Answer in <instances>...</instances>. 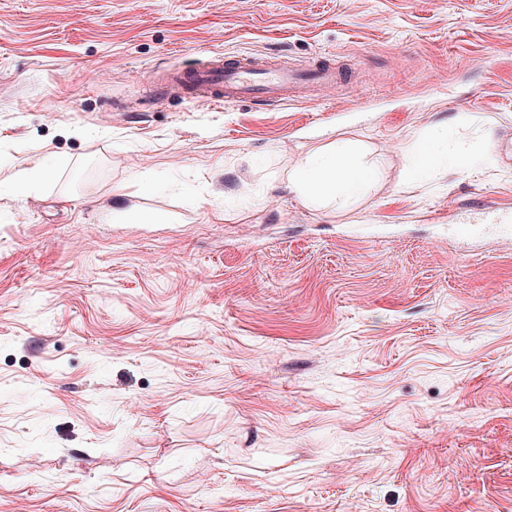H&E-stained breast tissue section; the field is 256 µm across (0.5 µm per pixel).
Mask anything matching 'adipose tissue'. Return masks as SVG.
I'll return each mask as SVG.
<instances>
[{
  "label": "adipose tissue",
  "mask_w": 512,
  "mask_h": 512,
  "mask_svg": "<svg viewBox=\"0 0 512 512\" xmlns=\"http://www.w3.org/2000/svg\"><path fill=\"white\" fill-rule=\"evenodd\" d=\"M289 179L306 202L346 207L376 183L377 171L364 161L356 141L339 139L322 152L304 158Z\"/></svg>",
  "instance_id": "obj_1"
}]
</instances>
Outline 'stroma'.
I'll return each mask as SVG.
<instances>
[{
    "label": "stroma",
    "instance_id": "1",
    "mask_svg": "<svg viewBox=\"0 0 512 512\" xmlns=\"http://www.w3.org/2000/svg\"><path fill=\"white\" fill-rule=\"evenodd\" d=\"M228 52L342 79L147 88ZM341 137L376 185L305 204ZM496 220L512 0H0V512H512V233L448 232ZM447 130L439 129L425 142L419 143L414 150V166L416 171L425 172L440 159L448 156L445 147Z\"/></svg>",
    "mask_w": 512,
    "mask_h": 512
}]
</instances>
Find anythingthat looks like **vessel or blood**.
<instances>
[{
	"mask_svg": "<svg viewBox=\"0 0 512 512\" xmlns=\"http://www.w3.org/2000/svg\"><path fill=\"white\" fill-rule=\"evenodd\" d=\"M336 69L321 58L304 69H292L261 57L218 53L189 72L168 73L166 92L178 93L214 107L243 99L283 104L305 89L335 83Z\"/></svg>",
	"mask_w": 512,
	"mask_h": 512,
	"instance_id": "1",
	"label": "vessel or blood"
}]
</instances>
